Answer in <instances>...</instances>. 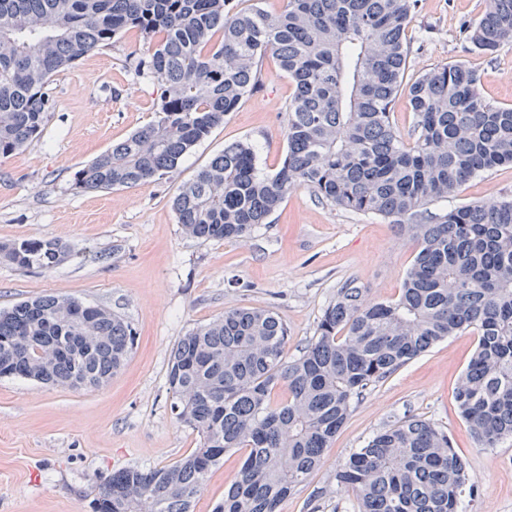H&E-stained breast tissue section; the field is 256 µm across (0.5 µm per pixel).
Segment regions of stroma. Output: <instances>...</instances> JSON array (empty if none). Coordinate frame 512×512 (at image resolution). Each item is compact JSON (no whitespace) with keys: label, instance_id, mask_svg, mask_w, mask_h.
Listing matches in <instances>:
<instances>
[{"label":"stroma","instance_id":"1","mask_svg":"<svg viewBox=\"0 0 512 512\" xmlns=\"http://www.w3.org/2000/svg\"><path fill=\"white\" fill-rule=\"evenodd\" d=\"M487 0H418L407 28L409 67L394 122L412 129L408 85L448 64L475 70L480 94L512 105V43L492 56L471 51L465 31ZM146 43L133 29L54 76L43 130L19 154L0 159V244L56 238L71 254L40 272L0 262V310L56 294L112 310L137 331L123 367L99 388L50 387L0 378V512H92L98 486L130 466L160 467L187 455L196 434L170 411L169 354L181 336L237 307L270 308L288 325V356L313 337L324 307L348 280L368 297L398 296L416 245L398 225L344 211L301 186L245 241H203L182 233L172 200L224 146L250 141L258 165L279 167L287 148L286 106L294 85L266 56L256 91L183 158L176 171L133 187L79 191L81 166L154 118L158 81L138 76ZM512 198V166L472 178L448 207ZM463 332L377 384L352 409L324 464L280 512H353V498L328 492L331 477L375 434L415 416L447 432L479 485L465 512H512V440L480 447L454 401L475 348ZM241 453L213 470L194 512H213L235 478Z\"/></svg>","mask_w":512,"mask_h":512}]
</instances>
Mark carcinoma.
<instances>
[{"label":"carcinoma","mask_w":512,"mask_h":512,"mask_svg":"<svg viewBox=\"0 0 512 512\" xmlns=\"http://www.w3.org/2000/svg\"><path fill=\"white\" fill-rule=\"evenodd\" d=\"M417 2L284 0L272 14L262 0L244 10L233 0H0V158L40 134L57 73L135 28L148 43L135 72L163 85L155 120L77 170L73 186L144 184L174 171L254 92L270 52L294 84L282 165L266 173L252 144L225 146L174 198L182 232L244 238L307 186L390 220L419 245L396 298L369 302L344 282L290 359L288 325L268 309L233 308L180 337L170 409L197 447L168 465L112 472L99 512H193L231 451L244 460L216 512H279L323 464L356 401L469 329L477 342L457 408L483 447L512 439V199L430 209L470 178L512 165V106L485 102L477 72L448 64L409 87L414 124L402 138L392 109ZM468 32L483 55L512 42V0H489ZM68 256L58 239L0 245L1 261L42 272ZM65 300L46 294L0 311V375L61 386L112 379L136 331L102 307L65 312ZM333 479L357 512H459L478 488L448 433L416 417L373 436Z\"/></svg>","instance_id":"carcinoma-1"}]
</instances>
